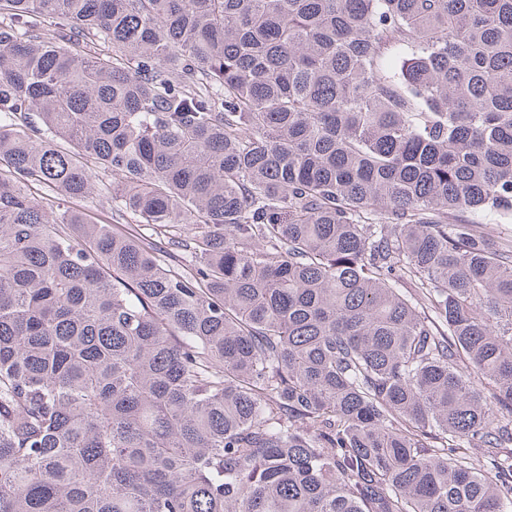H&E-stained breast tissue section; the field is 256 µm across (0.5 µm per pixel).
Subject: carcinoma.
I'll return each mask as SVG.
<instances>
[{"instance_id":"carcinoma-1","label":"carcinoma","mask_w":512,"mask_h":512,"mask_svg":"<svg viewBox=\"0 0 512 512\" xmlns=\"http://www.w3.org/2000/svg\"><path fill=\"white\" fill-rule=\"evenodd\" d=\"M478 212L512 0H0V512H512Z\"/></svg>"}]
</instances>
